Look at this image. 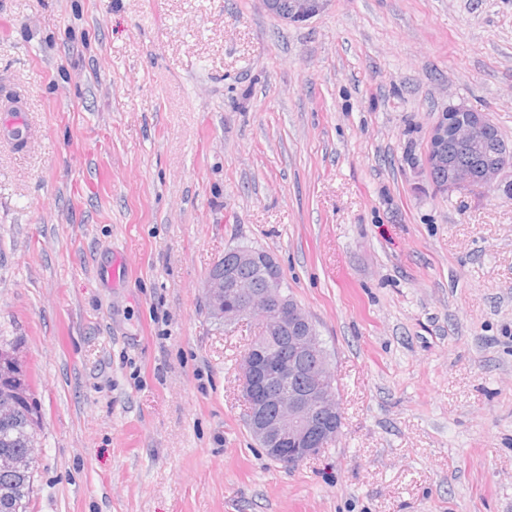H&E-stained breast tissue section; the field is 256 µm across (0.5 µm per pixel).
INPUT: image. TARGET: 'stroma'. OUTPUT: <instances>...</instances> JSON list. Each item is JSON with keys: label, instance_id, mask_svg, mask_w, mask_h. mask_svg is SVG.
Instances as JSON below:
<instances>
[{"label": "stroma", "instance_id": "stroma-1", "mask_svg": "<svg viewBox=\"0 0 512 512\" xmlns=\"http://www.w3.org/2000/svg\"><path fill=\"white\" fill-rule=\"evenodd\" d=\"M0 340L38 403L28 512H512V199L435 192L459 103L512 140V0H0ZM270 253L339 437L252 439L202 283ZM329 0H260L264 9L285 22H305L321 14Z\"/></svg>", "mask_w": 512, "mask_h": 512}]
</instances>
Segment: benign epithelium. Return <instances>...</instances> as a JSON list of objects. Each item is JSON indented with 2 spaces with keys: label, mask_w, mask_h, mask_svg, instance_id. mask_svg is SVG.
<instances>
[{
  "label": "benign epithelium",
  "mask_w": 512,
  "mask_h": 512,
  "mask_svg": "<svg viewBox=\"0 0 512 512\" xmlns=\"http://www.w3.org/2000/svg\"><path fill=\"white\" fill-rule=\"evenodd\" d=\"M264 9L285 22H305L321 14L328 0H260ZM459 122L448 134L446 113L432 126L429 147L420 164L439 177L443 193L472 184L501 189L512 198V147L495 143L490 117L460 103L450 107ZM224 264V286L203 285L211 319L226 325L254 321L259 331L239 363L241 397L247 423L258 445L288 468L314 458L338 437L342 411L329 357L307 312L283 291L279 266L263 250L239 247ZM259 267L265 286L255 288L240 276ZM17 391L0 392V420L13 416ZM39 448L25 455L0 453V470L25 472Z\"/></svg>",
  "instance_id": "obj_1"
}]
</instances>
